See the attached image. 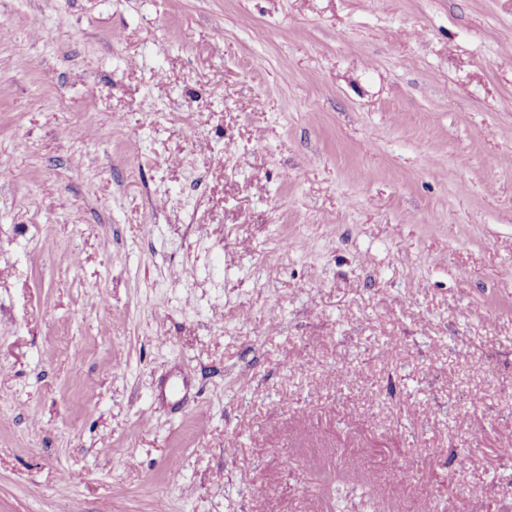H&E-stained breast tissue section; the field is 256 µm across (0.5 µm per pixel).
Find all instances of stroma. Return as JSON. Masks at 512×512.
<instances>
[{
  "label": "stroma",
  "instance_id": "1",
  "mask_svg": "<svg viewBox=\"0 0 512 512\" xmlns=\"http://www.w3.org/2000/svg\"><path fill=\"white\" fill-rule=\"evenodd\" d=\"M372 500L512 508V0H0V512Z\"/></svg>",
  "mask_w": 512,
  "mask_h": 512
}]
</instances>
